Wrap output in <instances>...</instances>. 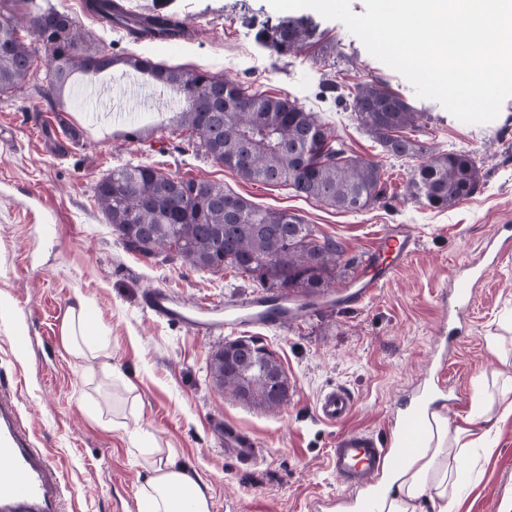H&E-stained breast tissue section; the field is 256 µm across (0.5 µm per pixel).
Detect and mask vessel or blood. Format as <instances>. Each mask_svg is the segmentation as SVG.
Listing matches in <instances>:
<instances>
[{"label": "vessel or blood", "instance_id": "vessel-or-blood-1", "mask_svg": "<svg viewBox=\"0 0 512 512\" xmlns=\"http://www.w3.org/2000/svg\"><path fill=\"white\" fill-rule=\"evenodd\" d=\"M148 92L128 81L113 87L108 99L99 104L107 120L120 119L121 109L148 100ZM415 241L405 226L387 228L366 259L372 275L360 282L345 304L356 307L370 298L376 288L390 282L413 252ZM475 283L470 275L454 278L451 293L455 312L471 306ZM145 307L154 317L182 323L195 334L211 336L241 327H284L294 322L304 309L293 294L282 291L257 293L225 303L223 316L174 300L165 290L152 289L145 295ZM353 399L342 389L320 395L316 402L319 420L338 424L351 414ZM438 405L428 392H420L399 415L398 427L390 441L383 442L364 432L350 431L336 438L329 466L337 479L362 490L358 512H379L381 499L377 480L398 469L420 448L426 437L427 422ZM221 442L224 455L237 463L257 462L263 450L238 429L225 427ZM63 495L55 467L48 456L34 448L22 432L15 405L0 397V512H58Z\"/></svg>", "mask_w": 512, "mask_h": 512}]
</instances>
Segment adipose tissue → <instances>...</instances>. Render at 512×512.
<instances>
[{"instance_id":"1","label":"adipose tissue","mask_w":512,"mask_h":512,"mask_svg":"<svg viewBox=\"0 0 512 512\" xmlns=\"http://www.w3.org/2000/svg\"><path fill=\"white\" fill-rule=\"evenodd\" d=\"M94 326L84 300L71 307L64 327L66 346L78 358H97L104 345L95 344ZM152 475L140 492L141 512H211L210 495L196 473L174 455L151 461ZM448 471V419L433 413L427 439L392 478V492L384 496L386 512H450L452 485Z\"/></svg>"}]
</instances>
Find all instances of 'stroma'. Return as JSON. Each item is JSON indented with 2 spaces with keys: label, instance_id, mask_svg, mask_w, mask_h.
Returning <instances> with one entry per match:
<instances>
[{
  "label": "stroma",
  "instance_id": "1",
  "mask_svg": "<svg viewBox=\"0 0 512 512\" xmlns=\"http://www.w3.org/2000/svg\"><path fill=\"white\" fill-rule=\"evenodd\" d=\"M67 12L81 35L112 57L144 55L244 82L263 95L292 97L318 113L357 156L383 162L387 199L344 213L294 196L287 187L243 181L196 151L179 123L180 107L151 101L129 123L95 119L73 75L59 97L43 88L45 57L26 84L0 94V380L18 398L34 445L55 464L62 512H134L155 448L172 449L208 486L211 512H356L354 492L328 466L346 429L386 439L393 414L419 389L451 402L448 465L461 467L453 512H512V414L500 402L512 387V98L498 117L466 124L438 102L416 95L399 73L371 56L337 20L313 14L314 37L298 55L260 47L256 35L284 19L267 0H130L184 20L187 40L167 50L131 41L99 24L86 0H36ZM323 79L353 86L378 82L411 104V136L424 151L469 154L481 169L477 192L448 209L404 195L415 162L384 157L353 112L321 94ZM140 161L173 178L223 185L260 207L298 215L344 249L333 295L369 274L363 258L389 225H404L413 253L394 279L355 308L307 311L285 328L243 329L273 351L288 375L290 396L278 411L238 402L212 382L210 363L221 335L200 337L153 318L146 291L161 288L192 304H221L252 294L247 278L188 269L177 261L127 251L99 210L93 188L112 168ZM480 260L475 300L463 340L443 350L448 291L464 264ZM88 303L95 333L111 355H71L63 336L76 298ZM28 338L15 343L17 332ZM348 391L345 424L315 415L320 394ZM487 419L473 422L476 393ZM231 425L263 450L258 464L227 459L216 432Z\"/></svg>",
  "mask_w": 512,
  "mask_h": 512
}]
</instances>
